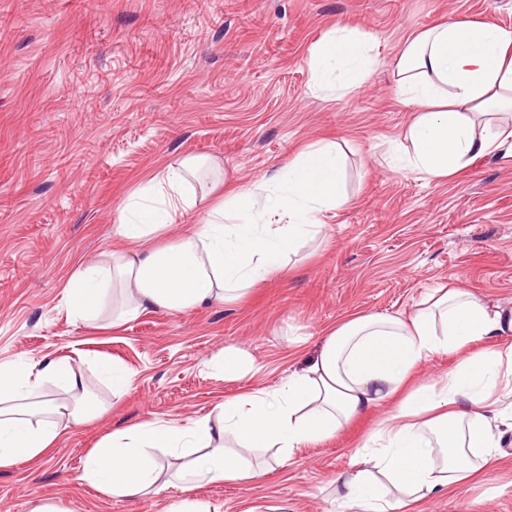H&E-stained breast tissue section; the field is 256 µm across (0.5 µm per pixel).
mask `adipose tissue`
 Listing matches in <instances>:
<instances>
[{"label":"adipose tissue","instance_id":"ef3b65f1","mask_svg":"<svg viewBox=\"0 0 512 512\" xmlns=\"http://www.w3.org/2000/svg\"><path fill=\"white\" fill-rule=\"evenodd\" d=\"M370 51L355 32L333 30L312 53L315 86L325 81L326 65L340 60L347 67L341 91L360 87L373 65ZM392 77L398 97L415 108L396 143L406 166L441 179L481 156L512 159V28L463 17L415 32ZM206 164L196 156L177 160L124 203L116 226L123 249L83 265L65 290L74 320L95 323L115 290L122 296L120 322L239 301L320 232L325 212L347 202L343 158L333 141L308 145L290 159L273 194L259 181L210 203L191 184ZM194 212L204 213V221L165 243L171 226ZM510 334L512 308L458 287L434 289L407 317L353 316L281 388L225 399L214 419L139 422L112 431L87 452L81 478L115 499L175 487L181 495L168 512H221L202 489L261 480L270 468L252 462L254 450L275 449L276 463H284L399 395V410L365 443L363 467L339 474L336 484L342 502L361 512H404L463 485L498 456L505 418L490 399L512 390V345L468 356L419 385L412 382L415 369L432 353ZM50 381L70 401L48 399ZM103 412L88 401L84 376L70 357L0 362V469L39 466L71 428ZM160 448L175 455L174 472L157 461Z\"/></svg>","mask_w":512,"mask_h":512}]
</instances>
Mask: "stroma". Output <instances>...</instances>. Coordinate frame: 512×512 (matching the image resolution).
I'll return each instance as SVG.
<instances>
[{
    "label": "stroma",
    "instance_id": "1",
    "mask_svg": "<svg viewBox=\"0 0 512 512\" xmlns=\"http://www.w3.org/2000/svg\"><path fill=\"white\" fill-rule=\"evenodd\" d=\"M457 17L512 27V0H0V361L73 356L89 397L110 406L39 467L0 470V512H32L42 498L69 512H165L178 490L119 500L81 482L88 450L130 424L187 423L279 386L351 316H408L440 286L512 303V160L483 156L431 179L389 159L414 112L391 64L408 34ZM336 27L366 34L374 57L347 94L311 80V52ZM319 140L345 153L348 202L240 302L115 328L69 316L70 278L118 246L119 212L147 176L196 155L219 164L225 187L246 186ZM224 349L246 351L253 373L212 370ZM99 358L132 374L125 394L113 395ZM397 405L262 480L206 495L222 512H343L337 475ZM414 512H512V431L485 477Z\"/></svg>",
    "mask_w": 512,
    "mask_h": 512
}]
</instances>
